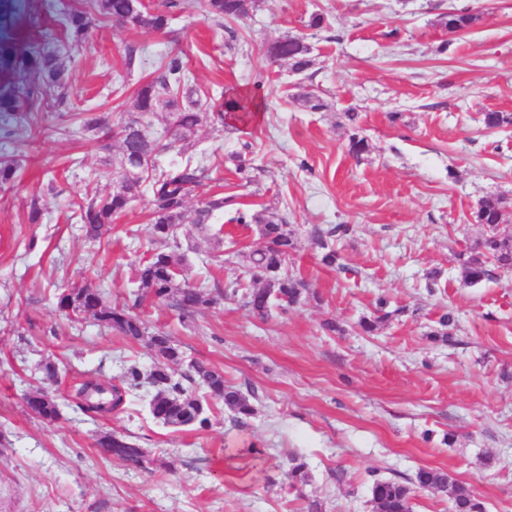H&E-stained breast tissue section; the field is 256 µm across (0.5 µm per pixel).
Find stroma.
I'll return each instance as SVG.
<instances>
[{"mask_svg":"<svg viewBox=\"0 0 512 512\" xmlns=\"http://www.w3.org/2000/svg\"><path fill=\"white\" fill-rule=\"evenodd\" d=\"M72 2L0 0V53L39 43L59 56L66 86L53 107L0 129V154L20 164L0 185V512H306L311 500L322 512H376L370 475L405 481L421 468L467 483L487 512H512V272L470 286L460 257L484 233L474 220L480 202H512V127L482 124L484 113H512V0H259L228 27L182 0L169 33L101 19L79 44L65 38ZM460 10L475 20L450 34L441 17ZM314 14L325 24L312 33ZM287 35L309 36L307 72L267 58L268 44ZM129 45L144 58L131 75ZM174 54L209 105L268 76L251 122L233 132L204 123L186 148L220 164L235 203L286 216L295 237L287 268L310 288L263 322L236 298L183 322L171 307L147 308L150 330L170 332L187 358L258 396L245 423L216 405L202 431L156 422L139 393L111 414L81 410L80 383L113 381L152 352L92 318L70 321L54 298L85 284L122 303L138 288L152 247L150 200L88 240L74 203L111 193L116 169L93 132L69 129L84 117L118 119L139 81ZM301 91L325 110L295 101ZM351 109L370 145L357 157L347 151ZM246 143L253 183L230 161ZM334 224L352 227L335 243L340 270L322 264L314 239ZM179 242L185 278L210 293L231 274L249 282L244 268L218 263L263 244L255 227L220 212L209 230L182 225ZM381 295L400 314L364 335L358 323ZM448 309L458 329L445 343L434 333ZM327 321L336 332L324 330ZM49 361L62 414L54 422L25 403ZM113 431L133 436L155 471L102 458L96 441ZM251 447L261 456H249ZM294 454L307 484L289 475Z\"/></svg>","mask_w":512,"mask_h":512,"instance_id":"stroma-1","label":"stroma"}]
</instances>
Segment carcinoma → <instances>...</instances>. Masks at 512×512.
<instances>
[{
  "label": "carcinoma",
  "instance_id": "1",
  "mask_svg": "<svg viewBox=\"0 0 512 512\" xmlns=\"http://www.w3.org/2000/svg\"><path fill=\"white\" fill-rule=\"evenodd\" d=\"M257 0H199V8L206 17L238 22L248 18L256 9ZM180 0H165L161 5L149 7L140 0H79L70 14L66 37L74 43L82 41L97 17L112 19L134 30L160 33L168 28ZM474 21L465 12L450 11L442 17L441 24L450 33H458ZM267 57L285 61L294 71H306L313 64L312 48L302 36H286L268 45ZM142 64L139 48H126L124 67L127 74L140 69ZM17 68L32 72L38 81L22 88V91H0V112H35L51 97L62 98V69L59 58L45 51L23 47L16 53L0 57V69ZM128 102L134 112L122 113L120 120L107 124L102 118H93L84 127L97 135L101 150L110 143L119 144L115 160L117 182L122 192L111 193L99 199L92 198L76 203L77 217L86 237L100 239L112 230L114 221L126 211L129 204L148 194L152 205L149 231L161 247L153 250L138 270V291L134 303L112 304L101 292L86 285L74 286L58 293L70 299L72 312L69 318L90 316L105 328L112 329L131 341L148 339L153 361L147 366L133 361L124 366L120 385L85 382L80 384L76 395L85 410L99 414L118 410L126 397L136 391L149 393L147 409L156 421L165 426L189 427L205 430L211 426L207 415L210 403H221L235 419L242 423L255 414V396L227 384L224 371L204 361L192 360L181 373L176 367L184 364V351L176 340L164 331L146 336L145 321L135 309L146 302L168 303L181 316L189 317L201 308L219 304L226 298L239 297L253 317L265 321L273 309L286 311L300 302L307 290L305 281L292 277L285 270L294 239L288 231L286 217L268 208L253 210L239 207L230 221L236 224L260 226L264 245L243 255V261L251 272L253 287L246 288L238 278H229L224 289L216 296H209L200 288H192L183 278L187 256L179 251L178 234L183 224L205 226L213 214L224 211L230 199L220 191H208V183H220L212 177V168L187 154L184 146L186 132L205 121H224V114L244 118L251 112L252 100L231 98L212 109L203 107L194 97L189 85L187 69L182 58L171 55L163 64L162 73L138 86ZM349 121L348 147L355 156L367 151L369 144L360 134L358 113H346ZM483 123L488 129L512 126V113L487 112ZM230 156L235 172L251 180V159L246 151ZM169 156L168 162L159 165V157ZM201 197L200 206L190 210L188 201ZM512 209L502 198L486 199L475 212L476 223L485 227V234L461 253L464 278L477 285L490 278L493 269L512 271V230L508 229ZM349 226L337 224L317 231V244L323 250L322 262L328 267L345 268L341 256L330 245L335 237L347 235ZM389 300L380 296L376 300V316L360 322L367 334H373L402 309L388 310ZM27 406L41 419L54 422L60 418L55 396L44 388L31 393ZM101 452L125 466L148 470L153 460L144 449L121 434H112L98 440ZM448 496L456 512H485V507L466 485L441 469H421L410 484ZM372 500L377 512H410L411 489L409 484L393 479L375 477L370 485Z\"/></svg>",
  "mask_w": 512,
  "mask_h": 512
}]
</instances>
